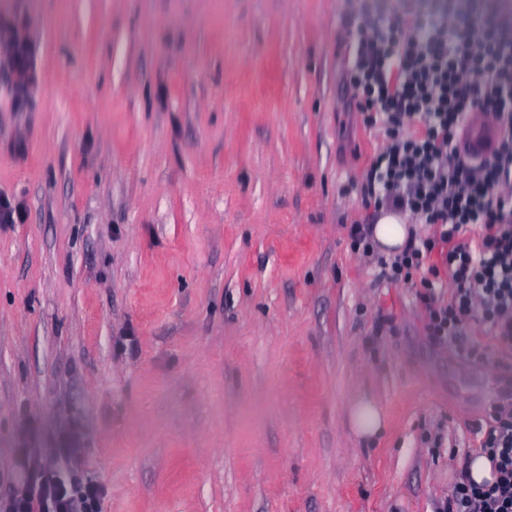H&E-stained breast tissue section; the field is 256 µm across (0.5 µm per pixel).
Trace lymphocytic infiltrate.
<instances>
[{"mask_svg":"<svg viewBox=\"0 0 512 512\" xmlns=\"http://www.w3.org/2000/svg\"><path fill=\"white\" fill-rule=\"evenodd\" d=\"M0 52L15 76L13 101L23 106L37 76L34 51L19 29L0 28ZM349 84L367 127L383 136L367 172L364 198L389 207L437 234L413 239L382 261L394 281L428 265L419 296L429 331L480 358L462 320L478 313L501 346L512 348V32L487 15L425 16L405 12L389 18L362 12L353 42ZM494 116L500 137L493 154L474 162L457 139L472 112ZM480 227L476 241L459 242L461 229ZM449 275L452 295L441 302L435 287ZM497 479L455 486L449 512H512V407L495 409L483 436ZM103 495L94 484L76 486L44 468L0 512H91Z\"/></svg>","mask_w":512,"mask_h":512,"instance_id":"f902f5d3","label":"lymphocytic infiltrate"}]
</instances>
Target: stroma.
<instances>
[{"instance_id": "35a3bbf8", "label": "stroma", "mask_w": 512, "mask_h": 512, "mask_svg": "<svg viewBox=\"0 0 512 512\" xmlns=\"http://www.w3.org/2000/svg\"><path fill=\"white\" fill-rule=\"evenodd\" d=\"M498 13L512 0H372ZM0 499L79 430L97 512H447L512 353L434 340L419 280L352 248L380 134L348 0H0ZM384 408L358 442L347 406ZM1 54L15 76L13 101L19 108L31 97L37 76L34 51L27 36L19 29L5 26L0 29Z\"/></svg>"}]
</instances>
